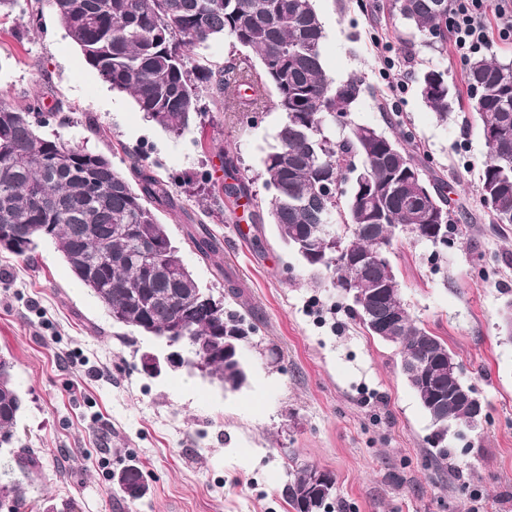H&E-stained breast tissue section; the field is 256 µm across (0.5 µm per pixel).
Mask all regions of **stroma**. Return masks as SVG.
Here are the masks:
<instances>
[{
    "instance_id": "obj_1",
    "label": "stroma",
    "mask_w": 512,
    "mask_h": 512,
    "mask_svg": "<svg viewBox=\"0 0 512 512\" xmlns=\"http://www.w3.org/2000/svg\"><path fill=\"white\" fill-rule=\"evenodd\" d=\"M314 5L328 73L364 80L351 122L401 126L454 201L447 246L406 233L391 261L409 314L447 342L487 406L485 421L452 438L450 464L437 466L433 427L394 347L368 335L336 289L311 283L273 225L258 234L247 208L215 206L227 151L240 157L239 180L263 193L261 160L280 112L211 111L171 135L101 80L52 13L38 30L14 13L0 22V98L40 94L65 117L46 136L122 170L140 154L169 179L176 208L160 220L185 265L217 297L224 275L237 280L247 299L240 313L254 327L239 391L182 371L151 377L140 357L161 344L113 325L51 244L29 260L0 249V355L12 358L24 399L21 443L41 455L27 512L64 500L77 512H292L284 488L294 456L333 474L346 512H512V340L499 329L512 297V225L496 230L480 200L487 148L478 124L465 109L438 121L418 90L433 65L465 92L466 68L413 35L388 0ZM199 223L224 246V275L187 240L186 225ZM132 461L148 487L136 500L112 481Z\"/></svg>"
}]
</instances>
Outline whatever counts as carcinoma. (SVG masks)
Listing matches in <instances>:
<instances>
[{"label":"carcinoma","instance_id":"carcinoma-1","mask_svg":"<svg viewBox=\"0 0 512 512\" xmlns=\"http://www.w3.org/2000/svg\"><path fill=\"white\" fill-rule=\"evenodd\" d=\"M409 25L431 37L429 45L447 43L448 0H391ZM49 10L80 48L86 62L112 86L128 94L140 111L169 134L182 135L206 113L203 98L228 112L235 105L259 108V90L275 92L273 108L283 114L276 144L261 160L264 188L272 191L267 216L278 239L316 276L330 279L344 294L381 287L377 313L398 312L404 321L392 345L419 404L428 415L437 442L431 454L445 463L452 457L448 426L474 430L478 420L468 405L455 402L442 417L433 392L448 388V343L410 318L398 279L375 266L361 274L349 256L391 253L396 237L408 232L426 241L433 215L451 225L452 198L429 176L427 168L402 144L405 134H387L354 125L338 140L329 132L347 118L363 92L362 80H335L322 63L324 28L313 0H0V14L18 10L34 28ZM217 38L257 55L239 56L215 68L189 66L191 52ZM477 86L478 101L468 105L483 130L496 133L479 176V193L491 198L497 224H512V63L475 57L468 63L467 88ZM419 92L443 122L463 106L451 91L447 73L422 71ZM62 106L46 108L42 96L19 103L0 100V228L18 243L13 251L29 257L40 241L51 243L84 287L97 282L93 296L112 314L113 323L158 340L185 337L188 354L225 390L242 389L248 380L243 360L213 353L212 339L231 336L247 341L252 328L214 303L210 289L183 270L167 225L157 212L174 208L169 181L144 159L131 156L128 172L109 157L49 139L40 129L57 120ZM347 171L356 172L351 194L341 190ZM433 202H416L421 188ZM251 196L263 221V199L244 183L224 187L234 205ZM187 238L200 258L224 274L223 246L205 224H191ZM325 254L310 260L301 241ZM13 362L0 357V493L10 512H25L26 486L40 469V457L16 448L23 398L13 383ZM315 467L291 458L285 496L294 512H328L336 500L335 478L323 473L313 483ZM117 488L132 499L145 495L141 468L132 462L112 475Z\"/></svg>","mask_w":512,"mask_h":512}]
</instances>
